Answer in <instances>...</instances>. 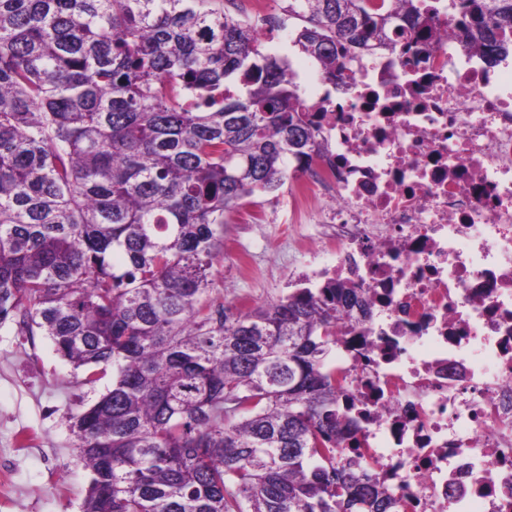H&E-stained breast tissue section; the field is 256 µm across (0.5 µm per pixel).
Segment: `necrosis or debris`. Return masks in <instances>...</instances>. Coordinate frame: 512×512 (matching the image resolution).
Returning <instances> with one entry per match:
<instances>
[{"mask_svg":"<svg viewBox=\"0 0 512 512\" xmlns=\"http://www.w3.org/2000/svg\"><path fill=\"white\" fill-rule=\"evenodd\" d=\"M427 5L432 39L303 95L327 151L294 197L325 230L298 280L371 302L336 328L357 470L396 512H512V59L487 64L468 15Z\"/></svg>","mask_w":512,"mask_h":512,"instance_id":"4bbe7bcc","label":"necrosis or debris"}]
</instances>
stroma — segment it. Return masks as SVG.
Instances as JSON below:
<instances>
[{
  "instance_id": "obj_1",
  "label": "stroma",
  "mask_w": 512,
  "mask_h": 512,
  "mask_svg": "<svg viewBox=\"0 0 512 512\" xmlns=\"http://www.w3.org/2000/svg\"><path fill=\"white\" fill-rule=\"evenodd\" d=\"M311 201L298 217L292 187L253 198L226 215L224 253L213 268L212 300L261 305L294 286L309 259L307 245L321 232ZM261 221L249 224L248 212ZM112 383L83 384L42 335L21 336L0 326V512H82L89 472L76 448L71 417Z\"/></svg>"
}]
</instances>
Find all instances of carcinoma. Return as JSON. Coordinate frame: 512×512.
<instances>
[{
  "label": "carcinoma",
  "mask_w": 512,
  "mask_h": 512,
  "mask_svg": "<svg viewBox=\"0 0 512 512\" xmlns=\"http://www.w3.org/2000/svg\"><path fill=\"white\" fill-rule=\"evenodd\" d=\"M213 0H0V325L83 383V512H389L338 448L355 426L328 357L368 299L336 279L206 300L224 216L326 152L290 65ZM466 44L512 51V0H464ZM424 0H288L329 80L405 55Z\"/></svg>",
  "instance_id": "1"
}]
</instances>
